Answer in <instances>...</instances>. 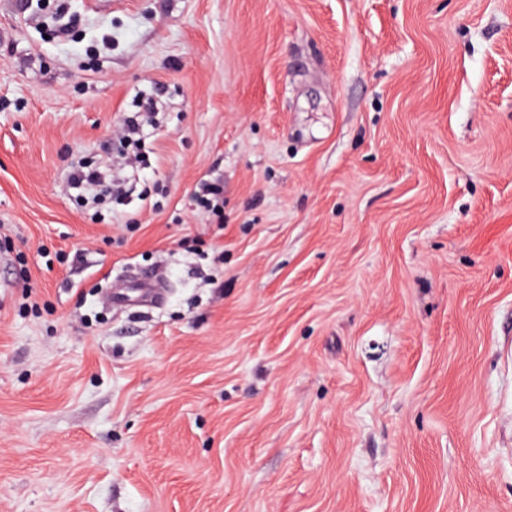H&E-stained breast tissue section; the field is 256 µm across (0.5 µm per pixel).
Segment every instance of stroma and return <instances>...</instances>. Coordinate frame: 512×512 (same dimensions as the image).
<instances>
[{
    "label": "stroma",
    "instance_id": "1",
    "mask_svg": "<svg viewBox=\"0 0 512 512\" xmlns=\"http://www.w3.org/2000/svg\"><path fill=\"white\" fill-rule=\"evenodd\" d=\"M68 7L0 0V512H512V0ZM133 102L135 103L133 105L135 110L126 113L120 143L126 145L127 150L130 148L135 149L132 151L133 160L135 163L141 164L143 161L140 160L141 156L137 149L141 141L140 135L143 134V126L155 122V118L159 114L162 105L160 101L153 97H144L142 95L135 96ZM70 183L73 188H83L86 190H96L93 197L99 200L101 193L106 192L109 197L115 196L116 199L128 193L129 189L122 187L121 184H114L107 181L102 170L92 164H81L73 166L69 174ZM224 188L216 184H205L199 189L196 200L204 212L219 216L223 204Z\"/></svg>",
    "mask_w": 512,
    "mask_h": 512
}]
</instances>
